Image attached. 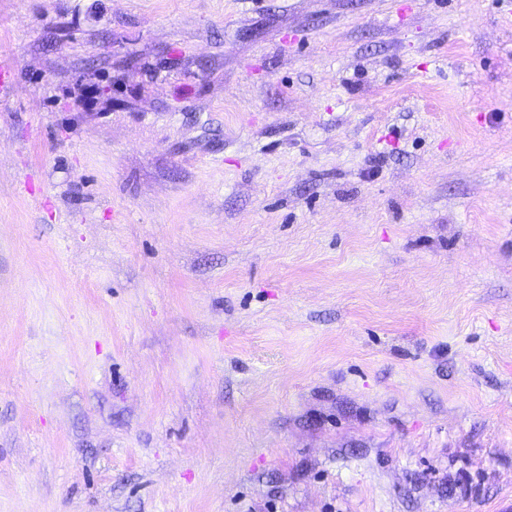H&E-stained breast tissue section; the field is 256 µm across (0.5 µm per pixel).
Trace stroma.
<instances>
[{"mask_svg": "<svg viewBox=\"0 0 512 512\" xmlns=\"http://www.w3.org/2000/svg\"><path fill=\"white\" fill-rule=\"evenodd\" d=\"M0 512H512V0H0Z\"/></svg>", "mask_w": 512, "mask_h": 512, "instance_id": "stroma-1", "label": "stroma"}]
</instances>
